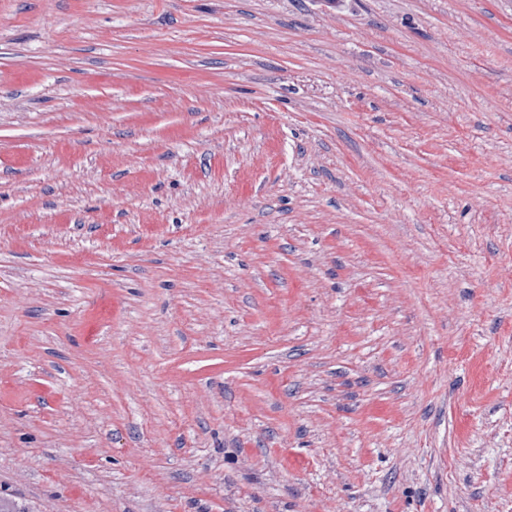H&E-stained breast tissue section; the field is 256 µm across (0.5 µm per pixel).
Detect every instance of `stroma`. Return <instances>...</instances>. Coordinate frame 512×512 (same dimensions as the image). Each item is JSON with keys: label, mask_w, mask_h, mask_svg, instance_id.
Masks as SVG:
<instances>
[{"label": "stroma", "mask_w": 512, "mask_h": 512, "mask_svg": "<svg viewBox=\"0 0 512 512\" xmlns=\"http://www.w3.org/2000/svg\"><path fill=\"white\" fill-rule=\"evenodd\" d=\"M0 497L512 512V0H0Z\"/></svg>", "instance_id": "1"}]
</instances>
